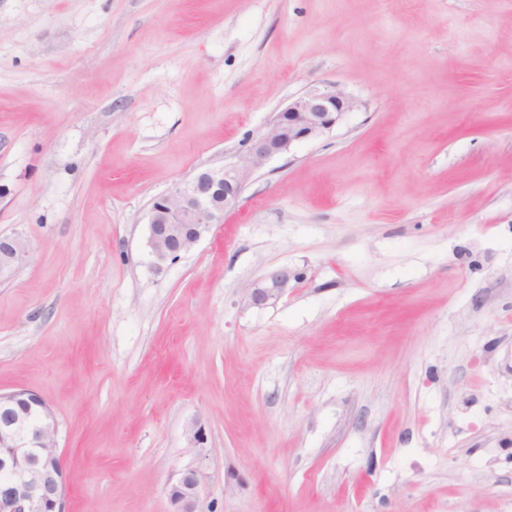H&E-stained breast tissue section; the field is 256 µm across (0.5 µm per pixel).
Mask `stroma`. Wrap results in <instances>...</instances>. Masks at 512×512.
<instances>
[{
	"mask_svg": "<svg viewBox=\"0 0 512 512\" xmlns=\"http://www.w3.org/2000/svg\"><path fill=\"white\" fill-rule=\"evenodd\" d=\"M314 85L359 106L156 261L152 200ZM0 236L75 512L188 468L203 512H512V0H0ZM28 249L25 242L18 237L0 239V273L26 261ZM291 275L288 269L275 271L269 275V285L265 288L254 289L252 302L255 305H263L271 299H275L288 286Z\"/></svg>",
	"mask_w": 512,
	"mask_h": 512,
	"instance_id": "stroma-1",
	"label": "stroma"
}]
</instances>
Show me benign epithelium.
Listing matches in <instances>:
<instances>
[{
	"mask_svg": "<svg viewBox=\"0 0 512 512\" xmlns=\"http://www.w3.org/2000/svg\"><path fill=\"white\" fill-rule=\"evenodd\" d=\"M358 101L334 86H314L276 113L265 132L250 141L245 152L219 167L199 170L190 180L156 197L147 214L146 245L157 260L189 252L224 223V213L236 207L245 183L270 159L301 141L318 138L339 125ZM28 249L18 237L0 239V272L26 261ZM286 269L269 275V285L256 288L252 302L263 305L288 286ZM38 418L19 415L18 394ZM58 425L52 409L24 390L0 393V512H68L74 476L57 449ZM169 512H202L200 475L185 470L168 490Z\"/></svg>",
	"mask_w": 512,
	"mask_h": 512,
	"instance_id": "benign-epithelium-1",
	"label": "benign epithelium"
}]
</instances>
